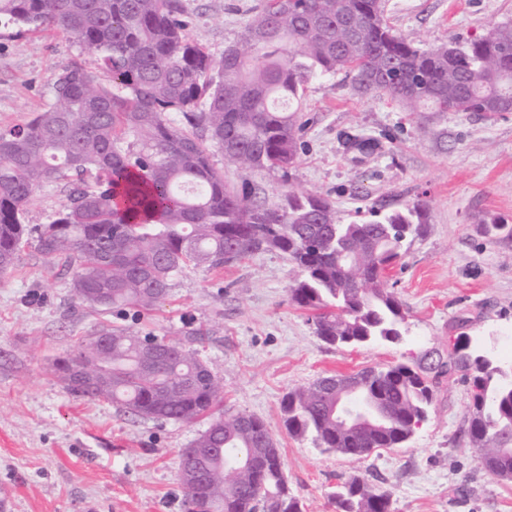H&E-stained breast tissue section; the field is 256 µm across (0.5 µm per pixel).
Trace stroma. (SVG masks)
I'll return each instance as SVG.
<instances>
[{"label":"stroma","instance_id":"1","mask_svg":"<svg viewBox=\"0 0 512 512\" xmlns=\"http://www.w3.org/2000/svg\"><path fill=\"white\" fill-rule=\"evenodd\" d=\"M384 2L388 24L424 50L512 19V0ZM262 3L183 0L187 33L220 55ZM76 64L99 67L72 36L0 22V133L46 109L51 79ZM303 99L296 191L319 192L347 222L426 206L424 236L388 274L404 314L400 339L322 341L290 297L297 271L278 252L220 270L189 266L156 309L134 313L76 300L69 275L49 270L28 242L0 276V498L8 512H184L179 457L206 421L136 417L68 393L50 370L55 358L121 325L165 339L204 333L196 349L224 386L223 412L264 420L307 512H335L331 497L353 475L387 490L392 512H512V482L478 470L460 371L436 373L428 418L409 440L361 461L293 438L281 407L288 391L326 374L447 361L461 336L512 369V238L482 231L512 225V112L412 114L390 97L359 94L341 72L310 81ZM212 161L226 187H256L259 201L280 204L279 174L225 165L218 153ZM75 185L68 177L41 186L30 209L48 222Z\"/></svg>","mask_w":512,"mask_h":512}]
</instances>
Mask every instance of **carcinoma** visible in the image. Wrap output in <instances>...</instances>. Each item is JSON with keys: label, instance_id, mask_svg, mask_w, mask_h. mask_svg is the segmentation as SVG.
<instances>
[{"label": "carcinoma", "instance_id": "cac0c4a2", "mask_svg": "<svg viewBox=\"0 0 512 512\" xmlns=\"http://www.w3.org/2000/svg\"><path fill=\"white\" fill-rule=\"evenodd\" d=\"M72 35L98 55L102 74L74 65L51 80L47 109L0 133V275L36 234L37 248L71 273L76 298L104 309L149 312L155 289L171 290L190 265L213 269L259 251H278L298 269L291 299L312 312L329 345L398 338L401 305L386 271L407 242L422 235L425 207L414 203L371 222L345 223L313 193H282L268 207L224 186L210 162L280 174L289 182L299 159L304 86L343 71L362 95H387L411 113L512 112V22L470 41L421 50L387 25L382 0H265L220 56L186 33L182 0H0V21ZM112 80L107 85L103 77ZM74 175L80 183L48 224L27 208L34 191ZM386 252L374 249L383 236ZM350 246L357 265L339 263ZM90 357L95 381L64 388L110 400L137 417L209 419L195 443L215 448L203 477L182 486L189 512H304L288 486L280 449L266 423L216 412L223 386L192 348L203 333L168 340L169 358L141 370L147 337L132 327L107 332ZM448 369L471 381L467 424L479 468L512 471V383L492 361L454 347ZM431 368L397 364L339 377V385L289 391L284 425L318 448L362 459L397 448L428 415ZM377 398L386 427L345 430L333 415L349 386ZM336 512H390V494L352 477L332 498Z\"/></svg>", "mask_w": 512, "mask_h": 512}]
</instances>
